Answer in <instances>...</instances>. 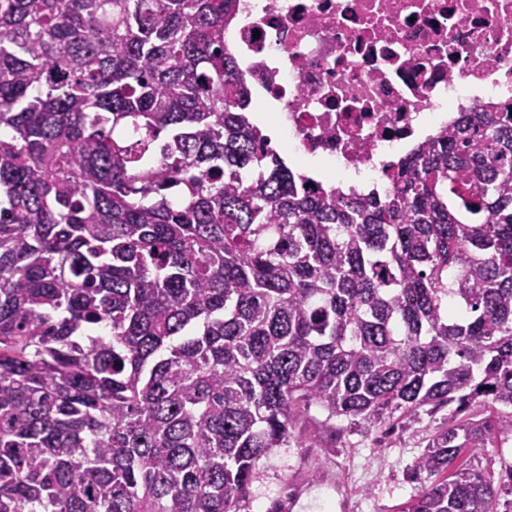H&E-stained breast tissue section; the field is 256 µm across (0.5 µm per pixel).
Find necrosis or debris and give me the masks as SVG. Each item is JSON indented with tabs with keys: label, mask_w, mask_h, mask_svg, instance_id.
Returning <instances> with one entry per match:
<instances>
[{
	"label": "necrosis or debris",
	"mask_w": 512,
	"mask_h": 512,
	"mask_svg": "<svg viewBox=\"0 0 512 512\" xmlns=\"http://www.w3.org/2000/svg\"><path fill=\"white\" fill-rule=\"evenodd\" d=\"M224 45L252 118L341 195L387 192L458 113L512 102V0H236Z\"/></svg>",
	"instance_id": "necrosis-or-debris-1"
}]
</instances>
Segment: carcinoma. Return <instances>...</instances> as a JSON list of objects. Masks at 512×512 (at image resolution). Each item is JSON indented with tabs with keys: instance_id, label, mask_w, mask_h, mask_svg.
<instances>
[{
	"instance_id": "carcinoma-1",
	"label": "carcinoma",
	"mask_w": 512,
	"mask_h": 512,
	"mask_svg": "<svg viewBox=\"0 0 512 512\" xmlns=\"http://www.w3.org/2000/svg\"><path fill=\"white\" fill-rule=\"evenodd\" d=\"M234 0H0V512H247L294 415L474 403L401 512H512V103L391 190L251 121ZM477 456L480 460L479 465L482 468H487L488 464L491 463L490 468L497 477L501 465L504 468V463L500 458L504 459L506 465H512V438L503 444V448H485V452L479 451Z\"/></svg>"
}]
</instances>
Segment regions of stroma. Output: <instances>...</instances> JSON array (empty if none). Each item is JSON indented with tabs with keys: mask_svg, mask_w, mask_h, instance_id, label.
<instances>
[{
	"mask_svg": "<svg viewBox=\"0 0 512 512\" xmlns=\"http://www.w3.org/2000/svg\"><path fill=\"white\" fill-rule=\"evenodd\" d=\"M450 422L445 408L374 426L300 408L289 447L260 466L250 512H400L418 489L408 468Z\"/></svg>",
	"mask_w": 512,
	"mask_h": 512,
	"instance_id": "stroma-1",
	"label": "stroma"
}]
</instances>
